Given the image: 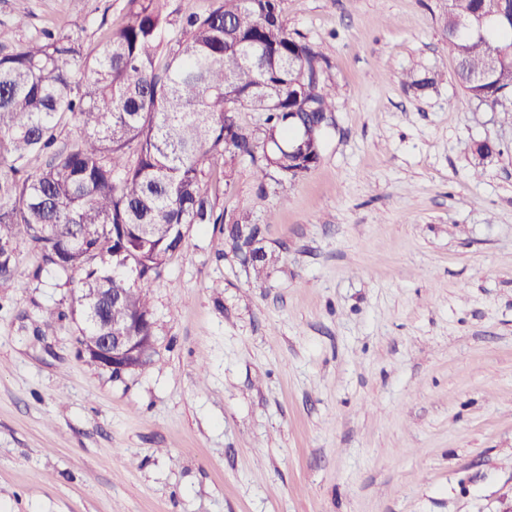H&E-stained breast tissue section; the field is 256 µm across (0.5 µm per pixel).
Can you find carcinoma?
<instances>
[{
    "instance_id": "obj_1",
    "label": "carcinoma",
    "mask_w": 512,
    "mask_h": 512,
    "mask_svg": "<svg viewBox=\"0 0 512 512\" xmlns=\"http://www.w3.org/2000/svg\"><path fill=\"white\" fill-rule=\"evenodd\" d=\"M128 2L87 65L70 38L45 31L9 48L0 32V288L15 284L22 239L41 268L119 299L103 323L130 317L131 335L148 338L150 290L189 228L224 223L203 188V162L247 157L288 191L320 160L336 86L325 58L288 33L284 0H214L184 18L162 65L165 0ZM482 5L446 0L448 51L467 100L512 112V23L457 28ZM243 109L265 114L263 144L240 128ZM63 124L75 135L57 148ZM34 156L46 157L35 170ZM257 233L236 220L234 249Z\"/></svg>"
}]
</instances>
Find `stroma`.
Returning a JSON list of instances; mask_svg holds the SVG:
<instances>
[{"label":"stroma","mask_w":512,"mask_h":512,"mask_svg":"<svg viewBox=\"0 0 512 512\" xmlns=\"http://www.w3.org/2000/svg\"><path fill=\"white\" fill-rule=\"evenodd\" d=\"M444 0H285L328 60L318 165L280 190L211 160L225 224L192 226L155 282L151 364L112 376L73 286L23 241L0 288V512H502L512 502V117L467 103ZM128 0H0L18 45L92 59ZM25 17L23 28L14 25ZM441 72L417 92L411 79ZM488 141L498 151L474 152Z\"/></svg>","instance_id":"obj_1"}]
</instances>
